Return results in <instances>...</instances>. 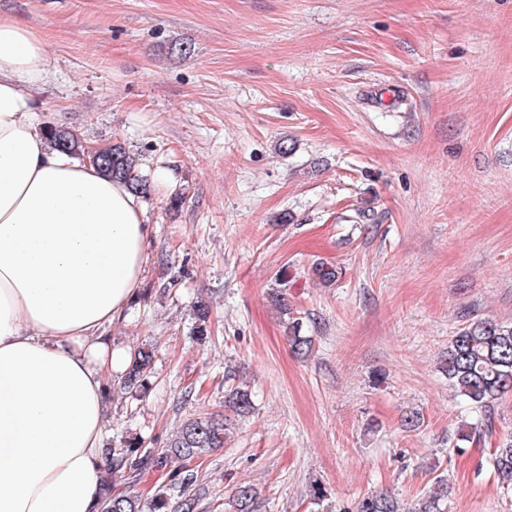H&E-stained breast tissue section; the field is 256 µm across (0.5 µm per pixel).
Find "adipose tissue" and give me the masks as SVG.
<instances>
[{
  "label": "adipose tissue",
  "mask_w": 512,
  "mask_h": 512,
  "mask_svg": "<svg viewBox=\"0 0 512 512\" xmlns=\"http://www.w3.org/2000/svg\"><path fill=\"white\" fill-rule=\"evenodd\" d=\"M49 50L0 16V512H98L108 375L148 261L137 196L33 117Z\"/></svg>",
  "instance_id": "obj_1"
}]
</instances>
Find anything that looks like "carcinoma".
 Returning <instances> with one entry per match:
<instances>
[{"label": "carcinoma", "mask_w": 512, "mask_h": 512, "mask_svg": "<svg viewBox=\"0 0 512 512\" xmlns=\"http://www.w3.org/2000/svg\"><path fill=\"white\" fill-rule=\"evenodd\" d=\"M44 132L59 150L78 158L86 157L105 175L126 182L134 193H146L147 181L136 173L135 160L122 144L90 152L70 128L48 126ZM289 326L292 350L297 354L308 353L312 340L300 335L299 319H293ZM153 358V348H137L121 376L120 386L130 392H147ZM443 371L455 395L481 413L503 395L512 393V322L471 319L448 343ZM224 399L239 415L249 413L253 407L252 393L243 384L227 389ZM231 434L230 419L214 413H198L186 418L160 449L146 447L138 437H128L106 449L100 512H143L142 492L133 489L117 492L115 487L122 481L135 486L146 472L157 469L167 471L169 484L155 490L149 500V512H197L204 492L198 484V469L193 462L224 447ZM487 462L503 493L512 492V433L499 440ZM174 488L179 489L175 499L170 494ZM450 494L448 480L440 479L435 490L412 507L404 508L397 498L380 493L362 499L357 512H446ZM259 496L253 486H239L235 494L237 512H254Z\"/></svg>", "instance_id": "obj_1"}]
</instances>
